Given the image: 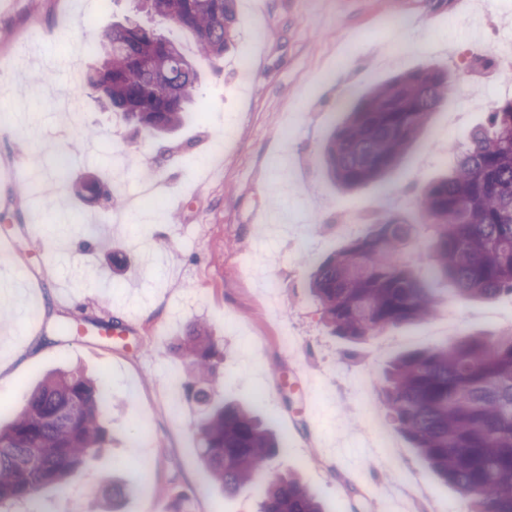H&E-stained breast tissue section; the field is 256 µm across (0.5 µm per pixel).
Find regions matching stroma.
<instances>
[{"instance_id":"stroma-1","label":"stroma","mask_w":512,"mask_h":512,"mask_svg":"<svg viewBox=\"0 0 512 512\" xmlns=\"http://www.w3.org/2000/svg\"><path fill=\"white\" fill-rule=\"evenodd\" d=\"M484 0H237L232 48L221 58L194 54L205 119L189 114L167 138L137 132L121 115L101 111L84 97L73 112L55 111L70 61L95 29L132 18L151 24L133 0H112L94 13L89 0H0V236L12 238L15 255L0 266V423L20 411L28 389L62 367L105 373L112 446L67 496L46 491L16 512H103L100 476L113 472L130 487L121 512H258L259 495H236L208 481L198 462L195 402L173 417L165 404L166 370L182 369L173 348L188 328H210L224 345L223 385L216 399L256 406L287 446L271 467L296 475L326 512H389L386 492L397 471L377 456L362 411L363 398L379 402L384 371L400 355L481 334L512 330V295L461 299L446 282L435 285L440 304L433 317L389 328L349 344L322 320L309 289L313 266L347 245L341 215L414 217L413 204L395 203L403 190L452 170L458 146L488 126L491 109L478 104L457 124L448 114L475 84L492 96L512 97L497 85L496 66H476L471 54L498 37L469 34ZM38 29L34 40L29 29ZM251 63L248 82L234 70ZM429 67L447 70L457 92L433 113L413 150L386 178L343 193L324 174L322 150L335 124L371 85ZM224 155L212 165L217 135ZM442 154L432 155L437 132ZM161 198L159 210L111 209L88 204L76 181L94 172L114 195L135 197L147 180ZM46 228L35 244L27 227ZM95 231L98 245L84 238ZM125 258L122 273L113 256ZM279 281L269 304L260 277ZM53 295L37 321L18 314L11 296ZM461 323L452 336L430 330L446 316ZM71 323L73 332L55 328ZM124 332L108 334L105 323ZM299 333L298 354L279 348L281 326ZM40 346L29 350L30 338ZM368 380V396L349 378ZM404 463L417 478L409 512H461L462 494L441 482L409 441Z\"/></svg>"}]
</instances>
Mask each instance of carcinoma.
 <instances>
[{"mask_svg": "<svg viewBox=\"0 0 512 512\" xmlns=\"http://www.w3.org/2000/svg\"><path fill=\"white\" fill-rule=\"evenodd\" d=\"M198 54L222 57L232 44L236 0H137ZM94 64L76 83L148 136L172 132L195 104L199 77L179 39L138 23L114 25L86 44ZM453 92L443 69L414 70L371 87L335 126L323 150L340 190L373 183L408 154L433 112ZM82 191L116 207L101 179ZM419 223L431 230L429 262L411 252L416 225L387 214L367 233L321 261L311 292L323 319L356 343L389 327L432 316L430 279L462 297L512 294V98L497 102L490 126L472 134L453 171L415 193ZM189 358L184 395L202 405L198 457L212 481L235 494L264 482L259 512H324L292 475L271 471L285 442L251 407L211 403L222 343L195 327L175 345ZM382 405L431 471L452 483L473 512H512V332L466 337L448 347L406 354L385 370ZM105 377L60 370L31 390L0 427V512L66 490L104 449Z\"/></svg>", "mask_w": 512, "mask_h": 512, "instance_id": "1", "label": "carcinoma"}]
</instances>
